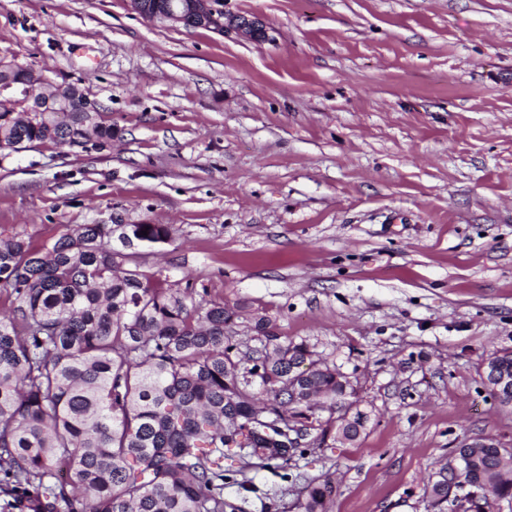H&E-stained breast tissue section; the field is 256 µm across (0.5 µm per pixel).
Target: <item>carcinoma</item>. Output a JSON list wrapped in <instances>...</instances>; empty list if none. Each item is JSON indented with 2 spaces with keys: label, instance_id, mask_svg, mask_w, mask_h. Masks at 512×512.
Segmentation results:
<instances>
[{
  "label": "carcinoma",
  "instance_id": "carcinoma-1",
  "mask_svg": "<svg viewBox=\"0 0 512 512\" xmlns=\"http://www.w3.org/2000/svg\"><path fill=\"white\" fill-rule=\"evenodd\" d=\"M84 92L38 98L9 121L0 149L63 142L64 129L103 146L112 125L83 111ZM147 230L142 235L141 230ZM169 224H82L36 249L0 238V495L18 512H224V449L286 469L288 421L305 425L313 401L353 396L349 378L304 343H265L241 352L224 334L232 310L192 284L165 287L116 263L119 249L174 237ZM367 416L342 417L352 442ZM461 481L485 499L512 500V448L458 449ZM334 486L309 484L301 512H328ZM426 492L448 500L437 477Z\"/></svg>",
  "mask_w": 512,
  "mask_h": 512
}]
</instances>
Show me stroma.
I'll use <instances>...</instances> for the list:
<instances>
[{
	"mask_svg": "<svg viewBox=\"0 0 512 512\" xmlns=\"http://www.w3.org/2000/svg\"><path fill=\"white\" fill-rule=\"evenodd\" d=\"M267 41L149 20L130 0H0V55L77 84L105 147L0 153V238L170 224L129 265L193 283L229 328L336 364L368 413L354 443L314 410L301 458L249 459L231 512H434L465 442L512 448L483 385L512 351V0H224ZM334 486L329 479L309 484L304 501L300 504L302 512H327L332 500Z\"/></svg>",
	"mask_w": 512,
	"mask_h": 512,
	"instance_id": "1",
	"label": "stroma"
}]
</instances>
